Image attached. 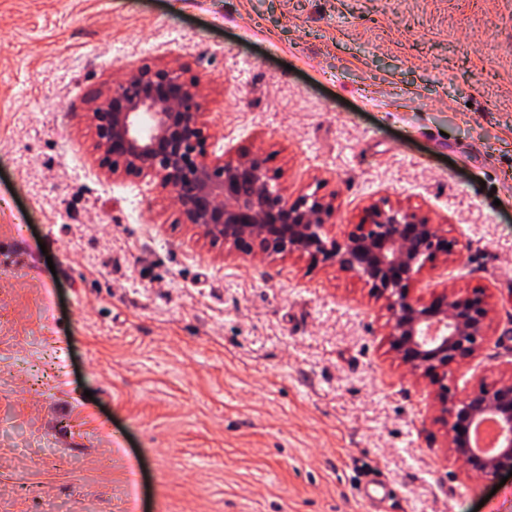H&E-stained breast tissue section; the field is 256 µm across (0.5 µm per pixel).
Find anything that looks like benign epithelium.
Returning <instances> with one entry per match:
<instances>
[{"instance_id":"benign-epithelium-1","label":"benign epithelium","mask_w":512,"mask_h":512,"mask_svg":"<svg viewBox=\"0 0 512 512\" xmlns=\"http://www.w3.org/2000/svg\"><path fill=\"white\" fill-rule=\"evenodd\" d=\"M87 120L104 174L154 183L174 199L178 223L223 246L224 255L269 262L296 256L357 276L383 301L390 349L413 375L443 380L448 367L476 358L490 328L483 295L447 286L424 301L408 292L456 252L458 242L442 225L381 200L352 230L332 234L334 199L314 191L291 200L262 154L208 150L198 84L178 66L142 68L90 97ZM437 402L448 417V447L471 473L490 479L512 470V377L460 397L444 386ZM488 421L496 429L491 450L474 440Z\"/></svg>"}]
</instances>
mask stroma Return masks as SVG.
<instances>
[{
  "mask_svg": "<svg viewBox=\"0 0 512 512\" xmlns=\"http://www.w3.org/2000/svg\"><path fill=\"white\" fill-rule=\"evenodd\" d=\"M198 82L231 152L290 196L419 210L458 241L432 288L491 328L414 377L336 266L268 265L107 177L85 112L145 66ZM512 377V0H0V512H512L435 404ZM357 494L365 506V512H387L384 504L393 494V489L380 472L372 471L360 481Z\"/></svg>",
  "mask_w": 512,
  "mask_h": 512,
  "instance_id": "stroma-1",
  "label": "stroma"
}]
</instances>
